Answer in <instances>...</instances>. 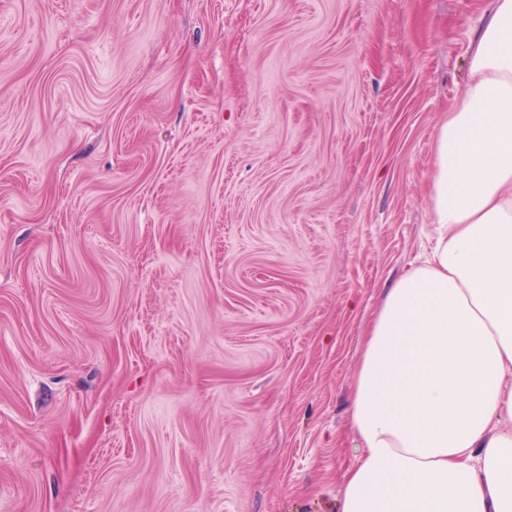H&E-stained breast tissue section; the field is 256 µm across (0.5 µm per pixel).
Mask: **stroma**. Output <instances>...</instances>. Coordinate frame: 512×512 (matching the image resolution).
<instances>
[{"label":"stroma","mask_w":512,"mask_h":512,"mask_svg":"<svg viewBox=\"0 0 512 512\" xmlns=\"http://www.w3.org/2000/svg\"><path fill=\"white\" fill-rule=\"evenodd\" d=\"M491 0H0V512H337Z\"/></svg>","instance_id":"obj_1"}]
</instances>
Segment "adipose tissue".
Instances as JSON below:
<instances>
[{"label": "adipose tissue", "mask_w": 512, "mask_h": 512, "mask_svg": "<svg viewBox=\"0 0 512 512\" xmlns=\"http://www.w3.org/2000/svg\"><path fill=\"white\" fill-rule=\"evenodd\" d=\"M429 199L433 250L363 342L340 512H512V0L479 20Z\"/></svg>", "instance_id": "adipose-tissue-1"}]
</instances>
